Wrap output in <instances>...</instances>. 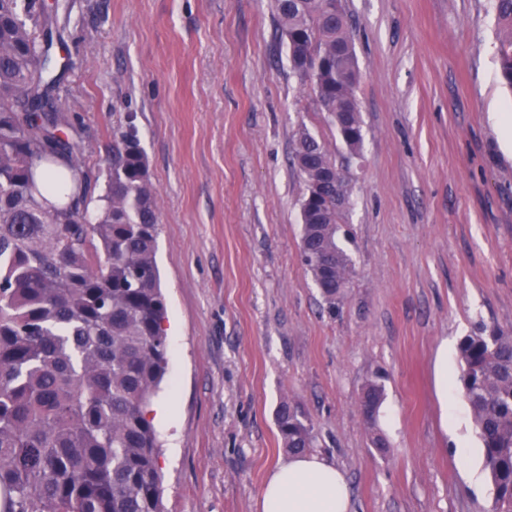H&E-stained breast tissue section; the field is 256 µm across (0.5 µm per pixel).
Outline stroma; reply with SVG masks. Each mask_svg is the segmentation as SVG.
Here are the masks:
<instances>
[{
  "instance_id": "1",
  "label": "stroma",
  "mask_w": 512,
  "mask_h": 512,
  "mask_svg": "<svg viewBox=\"0 0 512 512\" xmlns=\"http://www.w3.org/2000/svg\"><path fill=\"white\" fill-rule=\"evenodd\" d=\"M342 2L356 155L292 72L273 0H45L68 61L57 96L95 193L131 125L159 192L164 512H258L287 455L285 399L344 473L350 512L491 508L458 346L477 322L512 328V153L489 120L512 114V90L494 0ZM302 125L350 192L338 239L354 275L333 314L299 253ZM371 380L385 388L374 429L359 405Z\"/></svg>"
}]
</instances>
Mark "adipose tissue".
<instances>
[{
	"label": "adipose tissue",
	"mask_w": 512,
	"mask_h": 512,
	"mask_svg": "<svg viewBox=\"0 0 512 512\" xmlns=\"http://www.w3.org/2000/svg\"><path fill=\"white\" fill-rule=\"evenodd\" d=\"M260 512H349L343 472L316 453L288 457L268 473Z\"/></svg>",
	"instance_id": "adipose-tissue-1"
}]
</instances>
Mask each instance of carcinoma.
<instances>
[{
	"mask_svg": "<svg viewBox=\"0 0 512 512\" xmlns=\"http://www.w3.org/2000/svg\"><path fill=\"white\" fill-rule=\"evenodd\" d=\"M0 0V512H163L158 433L146 408L167 372L166 299L156 261L158 190L137 131L119 135L99 205L54 101L53 15ZM288 61L352 155L360 153L359 68L342 0H275ZM502 83L512 90V0H495ZM304 182L300 253L330 310L353 265L337 240L335 165L301 127L292 156ZM52 173L55 199L39 187ZM459 382L493 486L512 512V332L478 323L460 340ZM383 386L360 399L375 425ZM283 447L315 445L284 400Z\"/></svg>",
	"mask_w": 512,
	"mask_h": 512,
	"instance_id": "obj_1",
	"label": "carcinoma"
}]
</instances>
